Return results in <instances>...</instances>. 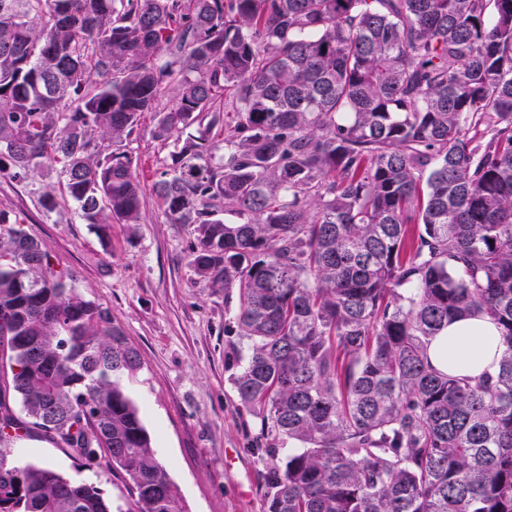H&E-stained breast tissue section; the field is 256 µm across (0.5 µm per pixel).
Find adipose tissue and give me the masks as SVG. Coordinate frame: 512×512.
I'll use <instances>...</instances> for the list:
<instances>
[{
    "label": "adipose tissue",
    "mask_w": 512,
    "mask_h": 512,
    "mask_svg": "<svg viewBox=\"0 0 512 512\" xmlns=\"http://www.w3.org/2000/svg\"><path fill=\"white\" fill-rule=\"evenodd\" d=\"M496 324L486 316L453 319L428 346L429 364L437 371L477 377L495 373L501 349Z\"/></svg>",
    "instance_id": "ef3b65f1"
}]
</instances>
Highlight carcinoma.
<instances>
[{
	"label": "carcinoma",
	"instance_id": "carcinoma-1",
	"mask_svg": "<svg viewBox=\"0 0 512 512\" xmlns=\"http://www.w3.org/2000/svg\"><path fill=\"white\" fill-rule=\"evenodd\" d=\"M167 81L157 139L234 114L220 155L175 138L153 191L195 225L196 274L238 289L267 512H512V0H0V169L60 164L84 223H140L132 160L97 141ZM474 312L499 371H435L430 341ZM141 367L0 210V442L101 458L127 512H184L126 388ZM10 456L0 512H112L96 483Z\"/></svg>",
	"mask_w": 512,
	"mask_h": 512
}]
</instances>
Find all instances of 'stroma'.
<instances>
[{"mask_svg": "<svg viewBox=\"0 0 512 512\" xmlns=\"http://www.w3.org/2000/svg\"><path fill=\"white\" fill-rule=\"evenodd\" d=\"M175 102L172 88H165L155 112L110 145L130 156L146 189L139 223L97 233L80 220L57 167L22 183L0 171V210L41 242L59 267L73 271L84 294L110 308L138 350L142 368L127 388L186 512H266L260 419L241 405L233 384L242 350L238 291L198 278L190 264L192 225L170 223L151 189L175 150L174 140L155 138V114ZM48 189L55 196L49 212L39 203ZM12 447L15 459L47 461L129 507L120 472L102 464L76 469L61 450L37 438L16 439Z\"/></svg>", "mask_w": 512, "mask_h": 512, "instance_id": "stroma-1", "label": "stroma"}]
</instances>
